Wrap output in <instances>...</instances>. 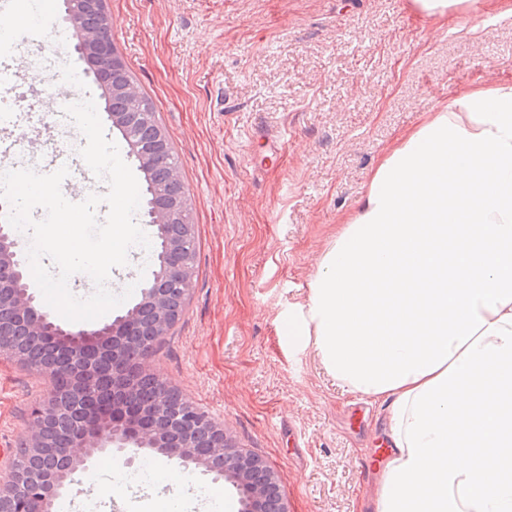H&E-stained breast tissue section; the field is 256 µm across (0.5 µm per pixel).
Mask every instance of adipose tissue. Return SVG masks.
I'll return each instance as SVG.
<instances>
[{"instance_id": "obj_1", "label": "adipose tissue", "mask_w": 512, "mask_h": 512, "mask_svg": "<svg viewBox=\"0 0 512 512\" xmlns=\"http://www.w3.org/2000/svg\"><path fill=\"white\" fill-rule=\"evenodd\" d=\"M485 4L407 0L434 26ZM281 332L385 406L375 512H512V83L398 136Z\"/></svg>"}]
</instances>
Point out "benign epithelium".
I'll return each mask as SVG.
<instances>
[{
  "label": "benign epithelium",
  "mask_w": 512,
  "mask_h": 512,
  "mask_svg": "<svg viewBox=\"0 0 512 512\" xmlns=\"http://www.w3.org/2000/svg\"><path fill=\"white\" fill-rule=\"evenodd\" d=\"M65 21L74 32L75 47L86 62L106 61L112 73L110 82L102 84L107 101L135 97L137 86L125 79V66L106 36L110 23L97 28L89 16V8L107 14L106 0H63ZM130 154L138 162L145 177H150L159 160L167 154L169 143L159 134L157 148L144 153L131 136H125ZM185 205L169 200L164 205L150 203L146 224L161 241L162 253L152 282L141 290L139 301L111 323L94 330H67L41 311L26 279L27 263L16 249L10 225H0V337L17 329L50 345L59 359V368L71 369L91 358L116 353L119 346L139 347L144 357L151 352L138 346L144 319L152 321L155 334L165 335L173 313L174 299L164 288L177 277L184 295L192 290L193 269L177 263L183 250V239L173 232V221L183 215ZM67 411L70 427L53 436L55 423ZM29 431L24 447L32 458L41 462L30 475L10 466L0 471V512H53L59 491L74 481V474L86 466L96 453L116 448L133 463L149 449L165 458H177L207 471L216 472L232 482L239 491V512H289L288 501L280 491L278 477L259 457L242 451L224 428L199 416L188 403L170 412L169 405L158 400L151 406L133 408L122 403L91 404L79 390H74L68 406L54 394L29 411ZM208 443L222 449L219 456L202 454L198 448ZM83 449L76 457L72 449Z\"/></svg>",
  "instance_id": "benign-epithelium-1"
}]
</instances>
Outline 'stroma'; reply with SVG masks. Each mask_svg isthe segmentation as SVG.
Returning <instances> with one entry per match:
<instances>
[{
	"label": "stroma",
	"mask_w": 512,
	"mask_h": 512,
	"mask_svg": "<svg viewBox=\"0 0 512 512\" xmlns=\"http://www.w3.org/2000/svg\"><path fill=\"white\" fill-rule=\"evenodd\" d=\"M112 39L152 101L177 163L197 238L189 301L150 373L204 411L277 473L291 512H370L380 477L363 465L385 443L382 410L337 386L312 349L289 346L280 320L306 301L311 258L362 198L373 167L423 113L462 89L512 83V17L495 4L433 28L405 0H108ZM61 5L43 36L17 32L0 52L1 129L13 162L45 173L67 155L62 187L105 194L81 163L74 122L44 112ZM45 60L39 82L30 56ZM140 247L112 269L116 293L153 279ZM47 374L0 356V465L51 396ZM66 487L80 502L119 489L94 461Z\"/></svg>",
	"instance_id": "1"
}]
</instances>
